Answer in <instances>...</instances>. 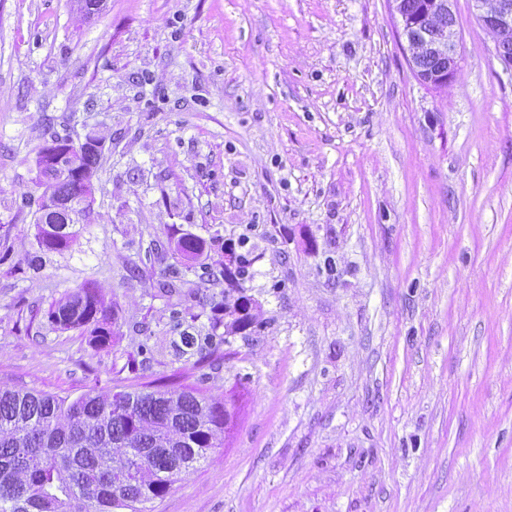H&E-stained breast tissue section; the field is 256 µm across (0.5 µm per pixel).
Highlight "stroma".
<instances>
[{"mask_svg":"<svg viewBox=\"0 0 512 512\" xmlns=\"http://www.w3.org/2000/svg\"><path fill=\"white\" fill-rule=\"evenodd\" d=\"M452 10L433 89L389 0H0V383L223 400V447L153 512H512V70ZM54 135L101 164L91 224L42 254ZM87 284L101 349L48 317Z\"/></svg>","mask_w":512,"mask_h":512,"instance_id":"1","label":"stroma"}]
</instances>
